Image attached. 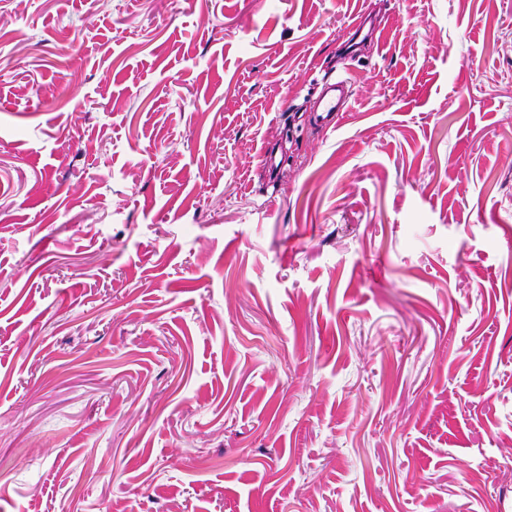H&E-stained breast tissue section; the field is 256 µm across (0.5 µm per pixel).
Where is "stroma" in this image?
<instances>
[{
	"label": "stroma",
	"instance_id": "stroma-1",
	"mask_svg": "<svg viewBox=\"0 0 512 512\" xmlns=\"http://www.w3.org/2000/svg\"><path fill=\"white\" fill-rule=\"evenodd\" d=\"M0 512H512V0H0ZM329 92H335L331 96L322 95L319 98L320 112L313 113L314 121L322 129H335L350 107L352 85L349 77H336L335 81L328 85ZM336 92L338 94L336 95Z\"/></svg>",
	"mask_w": 512,
	"mask_h": 512
}]
</instances>
